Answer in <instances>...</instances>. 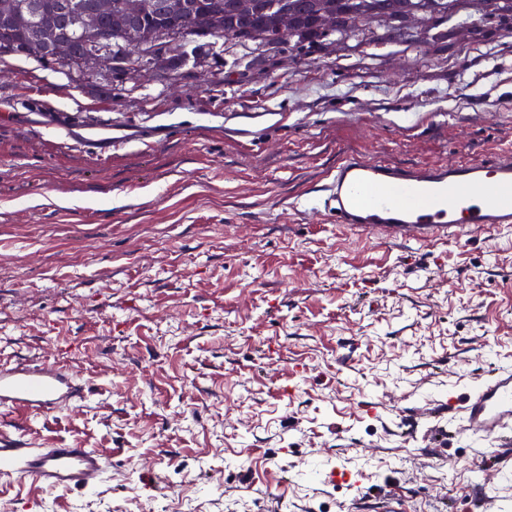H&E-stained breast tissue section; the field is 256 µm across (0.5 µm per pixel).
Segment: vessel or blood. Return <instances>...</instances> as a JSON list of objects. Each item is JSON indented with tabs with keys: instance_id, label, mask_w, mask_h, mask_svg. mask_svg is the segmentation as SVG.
<instances>
[{
	"instance_id": "vessel-or-blood-1",
	"label": "vessel or blood",
	"mask_w": 512,
	"mask_h": 512,
	"mask_svg": "<svg viewBox=\"0 0 512 512\" xmlns=\"http://www.w3.org/2000/svg\"><path fill=\"white\" fill-rule=\"evenodd\" d=\"M326 216L344 227L382 231L421 244L457 241L474 230L512 226V154L461 163L401 166L352 154L318 186ZM85 386L60 364L0 362V479L48 490L90 491L109 468L100 450L78 443L36 448L5 428L15 415L46 417L83 401ZM448 419L471 438H495L498 474H512V366L474 378L463 397H449Z\"/></svg>"
}]
</instances>
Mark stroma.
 <instances>
[{
    "label": "stroma",
    "instance_id": "35a3bbf8",
    "mask_svg": "<svg viewBox=\"0 0 512 512\" xmlns=\"http://www.w3.org/2000/svg\"><path fill=\"white\" fill-rule=\"evenodd\" d=\"M178 74L0 68V361L72 368L81 405L16 417L78 441L94 491L0 480V512H512L493 439L433 410L512 366V228L420 245L326 221L310 187L357 152H512V37L355 42L297 60L200 39ZM111 121L88 147L66 126Z\"/></svg>",
    "mask_w": 512,
    "mask_h": 512
}]
</instances>
